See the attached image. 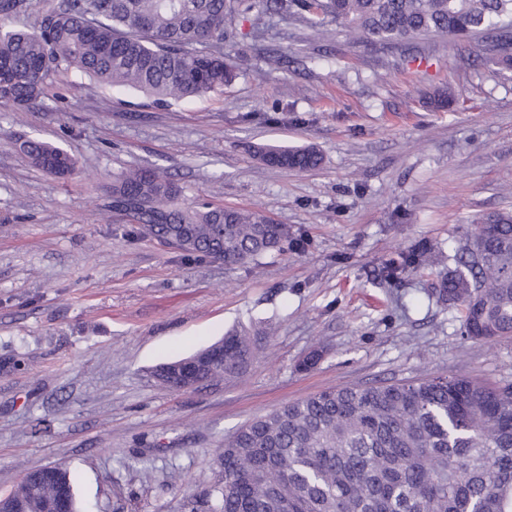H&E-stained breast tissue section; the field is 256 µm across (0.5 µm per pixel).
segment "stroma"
I'll list each match as a JSON object with an SVG mask.
<instances>
[{
	"label": "stroma",
	"mask_w": 512,
	"mask_h": 512,
	"mask_svg": "<svg viewBox=\"0 0 512 512\" xmlns=\"http://www.w3.org/2000/svg\"><path fill=\"white\" fill-rule=\"evenodd\" d=\"M266 44L287 63L252 56L218 94L162 105L68 71L29 110L0 107V496L60 464L83 512H207L225 437L288 403L512 383V336L464 335L432 271L377 279L418 241L447 268L474 220L512 209V69L484 65L478 37L422 36L408 54L278 21ZM439 90L450 105L430 110ZM21 137L77 171L35 168ZM266 145L324 162L272 167ZM142 167L167 172L182 205L258 207L308 245L246 266L187 258L107 209L115 176ZM234 329L257 336L242 374L183 392L156 379ZM20 148L34 166L51 175L70 176L77 169L76 160L58 145L30 138L23 140ZM266 158L267 164L273 167L288 168L296 171H309L318 168L323 162L322 153L314 146L302 147H263L259 151ZM276 159L277 163L271 161Z\"/></svg>",
	"instance_id": "obj_1"
}]
</instances>
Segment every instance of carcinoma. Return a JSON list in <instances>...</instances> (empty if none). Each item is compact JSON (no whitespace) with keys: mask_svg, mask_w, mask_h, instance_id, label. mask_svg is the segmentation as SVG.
Instances as JSON below:
<instances>
[{"mask_svg":"<svg viewBox=\"0 0 512 512\" xmlns=\"http://www.w3.org/2000/svg\"><path fill=\"white\" fill-rule=\"evenodd\" d=\"M26 0H0V106L41 100L61 72L137 89L158 103L224 90L248 57L224 54L238 22L254 16L265 39L275 16L303 20L315 37L336 23L382 48L422 35H482L496 65L512 66V0H58L26 30L4 23ZM21 150L43 171L65 177L76 160L62 147L25 139ZM275 166L318 168L314 146L263 147ZM179 189L158 169L138 168L112 183L111 207L149 226L159 240L185 235L189 257L224 254L248 265L284 246L305 248L260 210L178 205ZM439 300L460 307L466 336L512 335V212L483 217L453 247ZM435 265L415 243L380 269L396 282ZM252 355L246 337L224 336V358L203 378L231 376ZM210 512H512V384L463 377L338 387L284 405L224 440V482Z\"/></svg>","mask_w":512,"mask_h":512,"instance_id":"cac0c4a2","label":"carcinoma"}]
</instances>
